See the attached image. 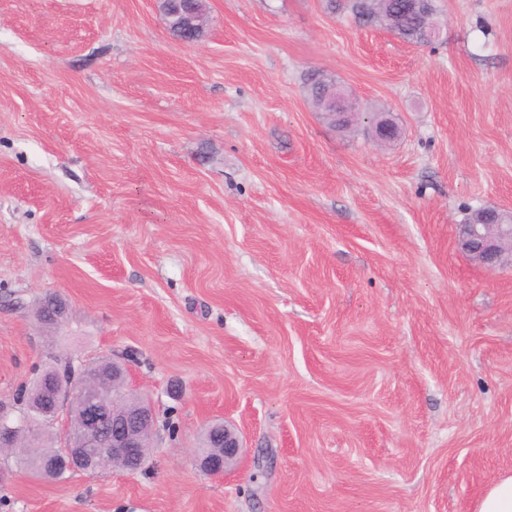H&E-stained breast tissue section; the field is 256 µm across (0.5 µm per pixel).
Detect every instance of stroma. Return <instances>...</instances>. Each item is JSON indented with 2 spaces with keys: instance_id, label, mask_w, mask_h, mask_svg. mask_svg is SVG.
<instances>
[{
  "instance_id": "obj_1",
  "label": "stroma",
  "mask_w": 512,
  "mask_h": 512,
  "mask_svg": "<svg viewBox=\"0 0 512 512\" xmlns=\"http://www.w3.org/2000/svg\"><path fill=\"white\" fill-rule=\"evenodd\" d=\"M437 6L414 45L328 0H208L190 45L158 0H0V401L108 355L157 414L144 471L16 468L0 512H474L512 471V268L457 245L512 211V0ZM214 421L244 444L222 478ZM59 297V302L61 304L60 315L58 317L59 322L62 323L64 321L65 317V311H66V302L65 300ZM58 297L57 295H49L42 299V301L39 303L37 308V317L40 321V324L43 327L49 326V327H57L58 323L54 315L58 314L57 311V303H58ZM46 325V326H45Z\"/></svg>"
}]
</instances>
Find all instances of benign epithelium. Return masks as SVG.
<instances>
[{
  "mask_svg": "<svg viewBox=\"0 0 512 512\" xmlns=\"http://www.w3.org/2000/svg\"><path fill=\"white\" fill-rule=\"evenodd\" d=\"M326 106L330 110L345 109L357 117L358 109L347 102L337 85L331 86ZM458 244L476 264L495 269L512 266V223L461 224ZM59 367L45 391L52 411L44 425L61 429L60 451L49 468H66L74 472L88 470L98 473L121 470L135 473L143 468L141 449L148 447L146 434L154 427L156 416L153 404L144 399L125 407L133 395L127 385V369L112 363V384L102 374L88 373V364L68 357L58 358ZM30 426L26 408L12 415L0 403V446L18 436V430ZM208 433L216 440L213 447L219 452L200 461L201 467L214 477L224 472L241 452L239 435L226 425L210 427Z\"/></svg>",
  "mask_w": 512,
  "mask_h": 512,
  "instance_id": "benign-epithelium-1",
  "label": "benign epithelium"
}]
</instances>
